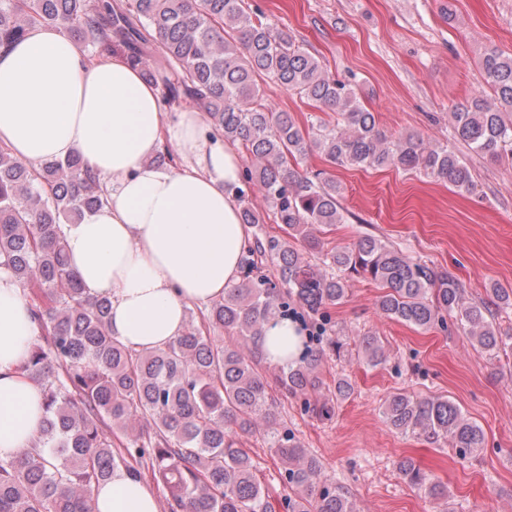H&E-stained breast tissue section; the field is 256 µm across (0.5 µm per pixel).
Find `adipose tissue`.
<instances>
[{
  "label": "adipose tissue",
  "mask_w": 512,
  "mask_h": 512,
  "mask_svg": "<svg viewBox=\"0 0 512 512\" xmlns=\"http://www.w3.org/2000/svg\"><path fill=\"white\" fill-rule=\"evenodd\" d=\"M177 167L154 165L166 143ZM0 147L42 163L80 155L103 180L104 204L63 227L86 299L111 303L110 332L136 350L181 336L191 306L222 300L251 244L235 199L241 161L212 137L203 109L169 116L158 90L124 56L86 61L59 28L35 26L0 49ZM36 334L29 301L0 270V457L31 447L43 389L23 366ZM260 348L280 366L303 352L297 325L272 320ZM92 512H161L146 481L116 469Z\"/></svg>",
  "instance_id": "obj_1"
}]
</instances>
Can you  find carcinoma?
<instances>
[{
	"instance_id": "1",
	"label": "carcinoma",
	"mask_w": 512,
	"mask_h": 512,
	"mask_svg": "<svg viewBox=\"0 0 512 512\" xmlns=\"http://www.w3.org/2000/svg\"><path fill=\"white\" fill-rule=\"evenodd\" d=\"M37 25L65 30L83 53H123L170 109L202 106L211 128L251 161L238 199L251 186L261 189L284 236L255 238L238 282L200 326L161 349L136 351L109 332L108 301L84 298L65 250L62 225L104 201L96 177L78 156L35 167L0 148V269L31 290L41 343L31 346L24 372L44 389L45 412L35 444L0 458V512H91L93 490L120 467L139 477L151 471L167 491L168 512H275L277 504L284 512H357L349 491L328 481L278 411L259 370L266 325L288 316L290 298L321 317V333L305 337L295 367L277 368L275 384L303 398L304 413L329 420L333 399L309 398L322 379L308 343L323 337L327 308L346 298L349 280L378 284L376 306L388 319L446 331L454 318L492 359L512 350V336L495 322L497 310L512 307V289L494 287L489 298L469 301L453 273L413 263L373 234L324 249L314 228L344 223L339 187L299 165L316 152L332 165L423 173L459 193L475 188L471 168L446 145L387 135L347 83L244 0H0V47ZM155 45L163 65L151 62ZM481 69L493 98L475 97L452 112L453 138L498 159L512 154V52L486 48ZM268 80L336 117L304 132L290 113L264 102ZM308 254L321 256L323 268ZM266 255L276 263L272 278L256 260ZM350 345L371 367L385 361L373 331L350 342L326 338L338 358ZM379 416L405 436L451 444L461 458L484 444L482 428L446 397L396 392ZM240 431L260 433L288 493L275 498L256 478ZM398 471L417 490L448 499V488L412 462Z\"/></svg>"
}]
</instances>
